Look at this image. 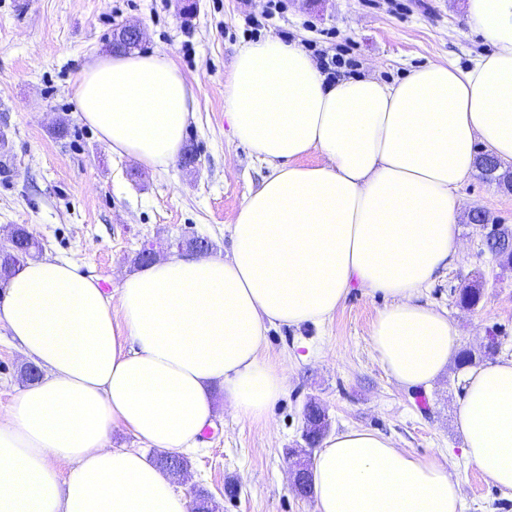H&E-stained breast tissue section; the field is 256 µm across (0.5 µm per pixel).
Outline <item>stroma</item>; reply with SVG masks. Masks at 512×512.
I'll return each instance as SVG.
<instances>
[{"mask_svg": "<svg viewBox=\"0 0 512 512\" xmlns=\"http://www.w3.org/2000/svg\"><path fill=\"white\" fill-rule=\"evenodd\" d=\"M0 0V238L26 226L44 256L76 261L104 291L136 270L144 244L161 255L183 238L230 247L229 227L265 167L231 136L224 83L239 47L273 36L307 53L338 57L341 77L373 75L393 83L412 69L448 61L459 67L489 49L466 21L467 0H283L264 26L250 19L267 0ZM129 23L145 38L141 51L170 56L192 85L198 110L185 136L196 160L152 169L112 154L80 118L71 85L93 58L109 55L112 35ZM64 135H56L57 125ZM466 209H483L487 225L462 217L463 249L422 290L421 301L446 310L460 349L480 352L498 336L499 356L512 358V267L483 249L489 226L512 228V192L473 171L461 188ZM480 282L482 299L460 307L461 288ZM379 295L351 289L331 320L298 329L271 328L265 351L287 376L281 399L262 420L234 416L221 387L212 392L215 419L200 448L187 453L178 491H205L215 512H314L313 497L291 488L294 460H306L303 408L317 401L331 431L374 429L396 447L454 466L463 512H512L503 495L463 457L455 417L461 369L448 368L429 389L397 384L372 347L371 326L386 306ZM27 359L0 328V416L26 388ZM236 496H228V485Z\"/></svg>", "mask_w": 512, "mask_h": 512, "instance_id": "1", "label": "stroma"}]
</instances>
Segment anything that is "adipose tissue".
<instances>
[{
	"label": "adipose tissue",
	"mask_w": 512,
	"mask_h": 512,
	"mask_svg": "<svg viewBox=\"0 0 512 512\" xmlns=\"http://www.w3.org/2000/svg\"><path fill=\"white\" fill-rule=\"evenodd\" d=\"M491 50L465 68L430 62L402 81L327 78L300 46L243 44L224 84L233 136L267 171L230 226L226 254L143 265L113 294L70 260L28 261L8 280L0 327L43 378L0 420V512H190L152 447L197 445L210 389L260 420L285 369L263 356L270 328L333 317L351 287L388 300L371 328L386 374L430 387L459 347L422 288L456 260L460 189L478 147L512 161V0H467ZM80 118L113 153L153 169L182 152L192 86L160 52L116 54L72 84ZM321 161L302 164L309 152ZM121 323H113V309ZM456 426L467 460L512 494V358L471 368ZM314 512H460V482L436 459L368 429L325 439Z\"/></svg>",
	"instance_id": "ef3b65f1"
}]
</instances>
